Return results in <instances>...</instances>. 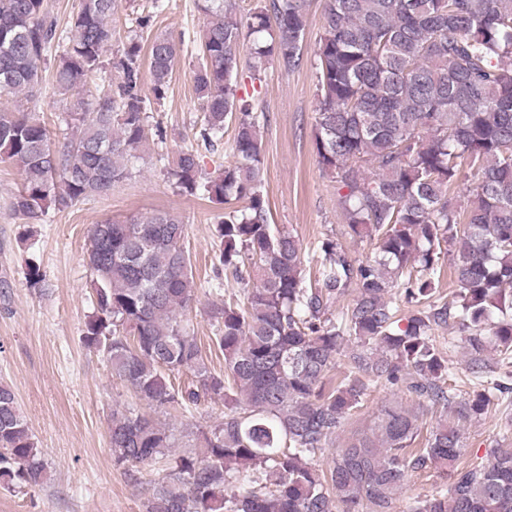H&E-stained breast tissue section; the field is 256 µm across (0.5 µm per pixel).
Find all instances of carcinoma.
Listing matches in <instances>:
<instances>
[{"label": "carcinoma", "mask_w": 512, "mask_h": 512, "mask_svg": "<svg viewBox=\"0 0 512 512\" xmlns=\"http://www.w3.org/2000/svg\"><path fill=\"white\" fill-rule=\"evenodd\" d=\"M203 0L194 86L199 141L213 148L235 125V161L201 176L198 150L178 152L170 175L182 193L201 191L227 211L217 225L218 267L242 292L211 308L210 367L183 319L196 296L187 225L165 211L92 225L85 260L95 298L81 341L102 353L136 401L112 410L113 463L140 481L159 464L143 512H392L408 476L452 469L445 490L412 512H512V447L461 464L463 434L443 417L422 446L419 415L381 406L373 427L311 461L364 406L370 386L404 389L457 419L480 417L512 386V0H323L314 69L318 164L339 189L354 236L377 241L375 260L357 263L337 241L305 254L291 232L270 224L261 191L260 116L238 95L241 51L303 64L309 0H258L247 21ZM119 0H79L53 84L66 95L102 77ZM57 24L45 0H0V96L41 93ZM141 38L129 37L113 79L94 108L63 117L71 133L54 140L35 113L0 110V163L23 183L12 213L39 224L49 208L106 197L128 178L147 139L141 94ZM177 45H149L154 100L169 88ZM473 176L467 201L452 186ZM453 256L457 305L436 297L441 256ZM402 286L400 316L387 301ZM354 292L336 317L339 299ZM454 320L480 389L455 400L448 358L432 336ZM498 361L484 357L487 347ZM350 372L335 377L338 358ZM190 375V381L177 378ZM224 402L223 420L196 428L195 449L176 453L175 428L154 413L188 412L201 399ZM145 402L144 411L139 402ZM46 465L12 387L0 382V487H40Z\"/></svg>", "instance_id": "obj_1"}]
</instances>
